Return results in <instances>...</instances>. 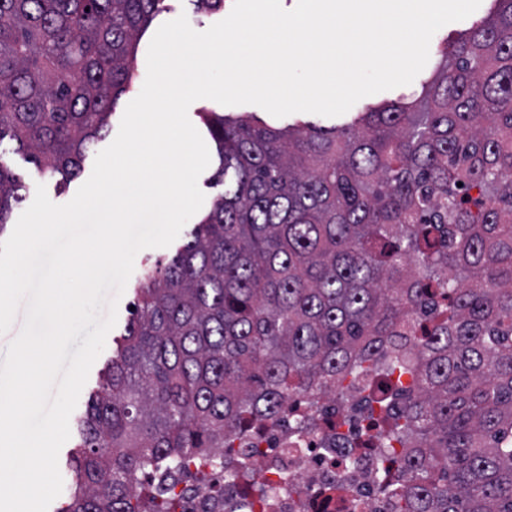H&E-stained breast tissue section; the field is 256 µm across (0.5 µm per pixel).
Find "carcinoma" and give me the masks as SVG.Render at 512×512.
<instances>
[{
    "label": "carcinoma",
    "mask_w": 512,
    "mask_h": 512,
    "mask_svg": "<svg viewBox=\"0 0 512 512\" xmlns=\"http://www.w3.org/2000/svg\"><path fill=\"white\" fill-rule=\"evenodd\" d=\"M161 2L0 0V228L21 201L2 158L76 177ZM495 4L445 41L419 98L360 131L206 116L224 193L142 273L64 512H170L141 474L379 368L372 402L401 445L402 481L377 471L392 512H512V0Z\"/></svg>",
    "instance_id": "cac0c4a2"
}]
</instances>
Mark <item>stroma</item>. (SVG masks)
<instances>
[{
    "label": "stroma",
    "instance_id": "1",
    "mask_svg": "<svg viewBox=\"0 0 512 512\" xmlns=\"http://www.w3.org/2000/svg\"><path fill=\"white\" fill-rule=\"evenodd\" d=\"M493 4L494 0H482L480 7L469 17L461 21L449 23L439 29L431 39L429 46L430 56L426 66L410 85L382 91L362 98L354 104L351 110H348L345 114L337 117H325L312 113L297 112L282 118H277L268 114V112L263 108L253 104L226 107L210 99H199L193 102L188 110L189 119L199 131L202 138H205L208 149H211L212 151L210 164L198 179V186L205 195V206H212L217 196L223 193L224 187L222 184H219L215 178V174L219 167V158L214 154L216 144L214 140H211L210 138V133L201 118L202 113L219 112L232 118L253 114L264 119L266 123L280 128L300 121L325 127L344 126L354 119L356 113L365 111L366 107L394 101L419 92L422 82L429 79L435 70V66L438 61L437 51L443 42L447 38L456 36L459 32L469 29L473 25L479 24L483 21L489 15ZM182 14L186 15L194 30L203 31L208 29L211 25L221 21L223 13L198 15L194 13L190 0H165L163 11L155 15L151 23L140 35L137 47L136 77L129 92L123 94L115 105L112 113L113 124H120L127 104L132 101L142 89L147 74V50L155 32L161 25L176 19ZM7 164L19 184L26 186L37 185L40 183L44 184L49 199L55 204L62 205L69 202L74 197L83 181L88 179L93 170L94 160L90 157L86 158L83 162V169L80 176L64 184L59 183L54 179H41L36 167L30 163L24 153L20 152L8 155ZM135 300V285L131 282L127 283L125 291L118 304L117 322L110 332L112 340L113 338L124 334L126 325L131 316L130 307L134 304ZM112 340L111 342L106 343L104 351L93 364L87 382L81 391L78 403L70 416L71 421H78L79 417L84 413L91 395L97 389L99 374L112 356L114 348Z\"/></svg>",
    "mask_w": 512,
    "mask_h": 512
}]
</instances>
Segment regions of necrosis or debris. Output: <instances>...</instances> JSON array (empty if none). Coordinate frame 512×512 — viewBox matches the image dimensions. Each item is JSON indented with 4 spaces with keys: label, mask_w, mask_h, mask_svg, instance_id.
Returning <instances> with one entry per match:
<instances>
[{
    "label": "necrosis or debris",
    "mask_w": 512,
    "mask_h": 512,
    "mask_svg": "<svg viewBox=\"0 0 512 512\" xmlns=\"http://www.w3.org/2000/svg\"><path fill=\"white\" fill-rule=\"evenodd\" d=\"M372 376L361 378L344 401L324 397L309 405L304 396L285 401L279 415L254 432L232 436L229 447L174 472L167 485L177 512H313L327 488H348L347 499L330 512H390L375 472V446L384 435L368 411ZM314 408L317 424L295 433L298 418ZM252 464L239 473L241 455Z\"/></svg>",
    "instance_id": "4bbe7bcc"
}]
</instances>
